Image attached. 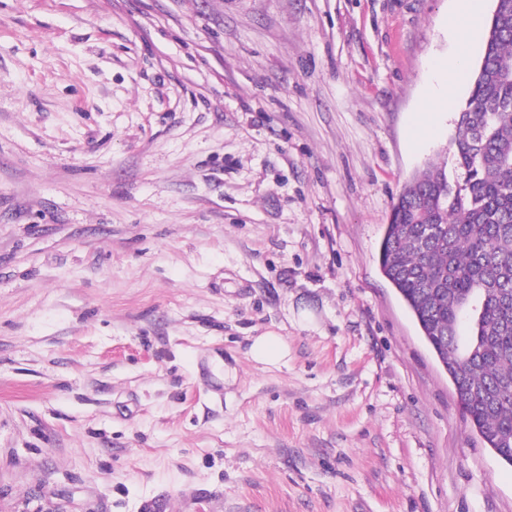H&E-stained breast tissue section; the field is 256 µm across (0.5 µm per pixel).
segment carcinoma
<instances>
[{"instance_id": "cac0c4a2", "label": "carcinoma", "mask_w": 512, "mask_h": 512, "mask_svg": "<svg viewBox=\"0 0 512 512\" xmlns=\"http://www.w3.org/2000/svg\"><path fill=\"white\" fill-rule=\"evenodd\" d=\"M448 155L392 204L382 274L448 353L467 421L512 465V0H493ZM476 299L472 313L463 303Z\"/></svg>"}]
</instances>
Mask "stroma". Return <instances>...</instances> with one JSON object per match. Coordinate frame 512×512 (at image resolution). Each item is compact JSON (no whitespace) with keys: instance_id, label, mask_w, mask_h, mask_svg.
Returning <instances> with one entry per match:
<instances>
[{"instance_id":"obj_1","label":"stroma","mask_w":512,"mask_h":512,"mask_svg":"<svg viewBox=\"0 0 512 512\" xmlns=\"http://www.w3.org/2000/svg\"><path fill=\"white\" fill-rule=\"evenodd\" d=\"M458 4L0 0V512H512L378 264ZM249 353L258 363L277 366L288 356V348L281 336L267 333L255 337Z\"/></svg>"}]
</instances>
